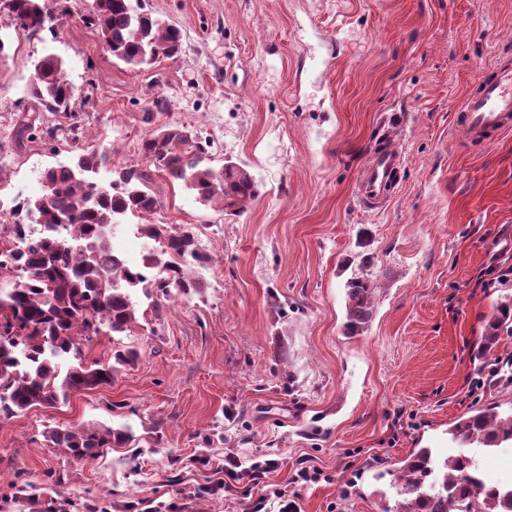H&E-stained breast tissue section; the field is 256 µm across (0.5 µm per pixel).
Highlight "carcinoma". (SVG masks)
I'll return each instance as SVG.
<instances>
[{
  "mask_svg": "<svg viewBox=\"0 0 512 512\" xmlns=\"http://www.w3.org/2000/svg\"><path fill=\"white\" fill-rule=\"evenodd\" d=\"M0 31L22 30L30 36L53 30L55 10L50 0H0ZM101 35L106 50L130 67L174 58L182 51L183 32L142 10L132 0H94L88 18ZM36 80L31 94L46 110L68 111L75 95L63 61L46 54L34 63ZM37 117L27 116L13 130L15 148L32 139L29 128ZM148 166H116L112 180L93 178L107 158L94 151L78 155L71 164L45 169L40 176L44 192L32 198L15 197L9 216L13 224L44 225L41 235L22 248L0 238V422L35 406L65 402L75 391L94 390L115 379L118 367L135 363L133 348L112 351L113 362H88L83 340L101 331L128 336L138 324L134 300L141 293L155 298V310L170 300L172 291L183 297L197 293L200 284L191 264H210L193 224H139L140 233L159 244L139 266L109 245L107 231L123 217L143 219L158 199L149 188L156 173L178 182L207 205L233 216L245 213L259 195L252 173L239 164L215 167L197 133L183 124L165 123L141 141ZM375 286L368 277L347 283V334L367 324L373 311ZM512 326V299L497 306L486 324L481 355L495 345L500 333ZM451 439L484 449L512 444V412L496 406L459 418L449 430ZM128 428L65 427L50 441L70 456L93 461L102 449L128 444ZM472 457L449 456L442 461L432 449L420 448L402 461L395 484L394 504L381 512H512V488L498 489L470 473Z\"/></svg>",
  "mask_w": 512,
  "mask_h": 512,
  "instance_id": "1",
  "label": "carcinoma"
}]
</instances>
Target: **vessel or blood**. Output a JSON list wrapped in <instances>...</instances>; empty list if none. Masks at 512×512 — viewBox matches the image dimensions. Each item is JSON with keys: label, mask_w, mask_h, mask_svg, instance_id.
Here are the masks:
<instances>
[{"label": "vessel or blood", "mask_w": 512, "mask_h": 512, "mask_svg": "<svg viewBox=\"0 0 512 512\" xmlns=\"http://www.w3.org/2000/svg\"><path fill=\"white\" fill-rule=\"evenodd\" d=\"M454 112L456 125L470 136L491 142L512 133V65H495L491 77L468 92ZM403 165V155L392 139L375 144L357 181L360 203L376 209L388 202Z\"/></svg>", "instance_id": "obj_1"}]
</instances>
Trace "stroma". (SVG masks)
<instances>
[{
    "label": "stroma",
    "mask_w": 512,
    "mask_h": 512,
    "mask_svg": "<svg viewBox=\"0 0 512 512\" xmlns=\"http://www.w3.org/2000/svg\"><path fill=\"white\" fill-rule=\"evenodd\" d=\"M92 2L65 0L54 31L10 33L0 52V207L38 197L41 172L86 148L144 166L140 142L165 122L197 131L214 166L243 165L260 194L229 216L154 176L151 223L195 225L214 258L203 289L85 344L90 362L138 350L112 384L0 422V512H379L414 449L468 453L449 427L512 409L511 380L470 387L486 321L512 297V279L476 285L512 249V133L466 144L452 115L512 47V0H142L185 39L139 69L103 50ZM48 53L75 86L72 116L39 111L11 151ZM389 134L404 171L368 209L355 186ZM361 275L373 316L350 336L345 284ZM79 424L133 439L76 461L50 433Z\"/></svg>",
    "instance_id": "stroma-1"
}]
</instances>
